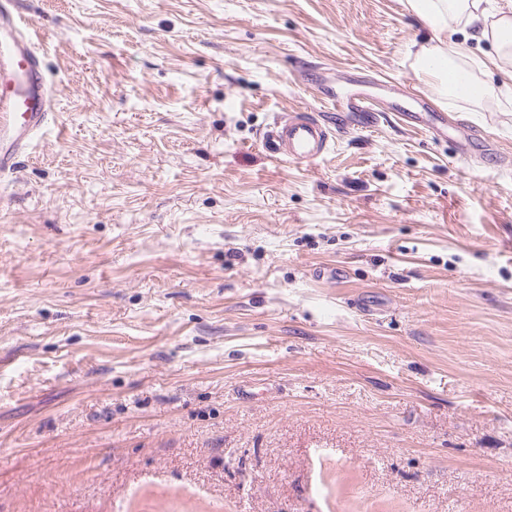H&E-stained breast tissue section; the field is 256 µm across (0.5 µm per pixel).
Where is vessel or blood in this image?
<instances>
[{
  "instance_id": "vessel-or-blood-1",
  "label": "vessel or blood",
  "mask_w": 512,
  "mask_h": 512,
  "mask_svg": "<svg viewBox=\"0 0 512 512\" xmlns=\"http://www.w3.org/2000/svg\"><path fill=\"white\" fill-rule=\"evenodd\" d=\"M1 15L8 16L19 32L17 39L0 43V54L10 57L19 79L15 94L0 95V132L9 134L11 139L10 149L0 150V177L6 179L15 171L17 153L32 148L53 115L48 110L43 55L29 20L19 12L16 0H0ZM328 99L337 114L350 115L360 125H372L377 117L367 95L332 92ZM396 116L432 135L448 131V115L444 112L426 116L402 107L397 109ZM333 128V122L326 118L306 112H285L267 127L262 143L275 162L313 163L331 151Z\"/></svg>"
}]
</instances>
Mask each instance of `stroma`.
<instances>
[{"mask_svg":"<svg viewBox=\"0 0 512 512\" xmlns=\"http://www.w3.org/2000/svg\"><path fill=\"white\" fill-rule=\"evenodd\" d=\"M19 7L55 122L0 184V512H512V100L418 79L406 0ZM311 70L382 118L274 162ZM395 112L394 115L403 123L424 129L431 135L448 133V113L433 112L432 115L424 116L422 112H412L406 107H400Z\"/></svg>","mask_w":512,"mask_h":512,"instance_id":"stroma-1","label":"stroma"}]
</instances>
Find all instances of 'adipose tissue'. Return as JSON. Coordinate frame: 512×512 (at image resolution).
Listing matches in <instances>:
<instances>
[{"mask_svg":"<svg viewBox=\"0 0 512 512\" xmlns=\"http://www.w3.org/2000/svg\"><path fill=\"white\" fill-rule=\"evenodd\" d=\"M407 5L434 33L433 44L417 50L414 72L432 82L439 95H452L458 82L468 98L485 96L486 84L474 81L470 72L473 43L487 44L492 63L512 80V0L497 9L487 0H407Z\"/></svg>","mask_w":512,"mask_h":512,"instance_id":"1","label":"adipose tissue"}]
</instances>
